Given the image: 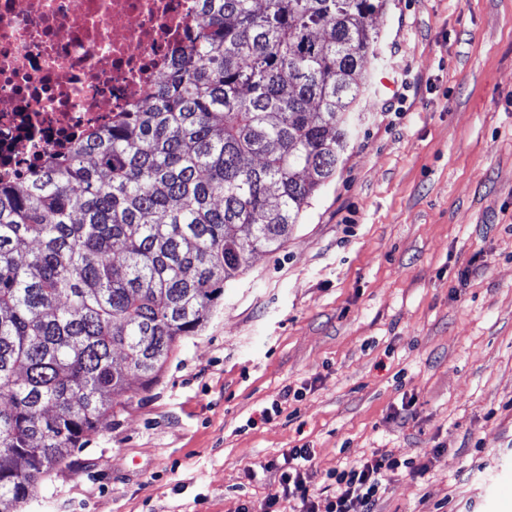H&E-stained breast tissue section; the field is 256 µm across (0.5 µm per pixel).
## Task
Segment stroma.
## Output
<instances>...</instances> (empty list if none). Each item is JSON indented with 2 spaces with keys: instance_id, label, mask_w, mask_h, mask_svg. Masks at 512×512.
<instances>
[{
  "instance_id": "stroma-1",
  "label": "stroma",
  "mask_w": 512,
  "mask_h": 512,
  "mask_svg": "<svg viewBox=\"0 0 512 512\" xmlns=\"http://www.w3.org/2000/svg\"><path fill=\"white\" fill-rule=\"evenodd\" d=\"M375 24L335 178L19 512H270L266 464L301 446L323 504L379 452L414 467L376 512H512V0Z\"/></svg>"
}]
</instances>
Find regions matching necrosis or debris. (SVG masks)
Instances as JSON below:
<instances>
[{
	"label": "necrosis or debris",
	"instance_id": "1",
	"mask_svg": "<svg viewBox=\"0 0 512 512\" xmlns=\"http://www.w3.org/2000/svg\"><path fill=\"white\" fill-rule=\"evenodd\" d=\"M202 24L198 0H0V180L141 101Z\"/></svg>",
	"mask_w": 512,
	"mask_h": 512
}]
</instances>
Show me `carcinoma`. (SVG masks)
Instances as JSON below:
<instances>
[{"label": "carcinoma", "mask_w": 512, "mask_h": 512, "mask_svg": "<svg viewBox=\"0 0 512 512\" xmlns=\"http://www.w3.org/2000/svg\"><path fill=\"white\" fill-rule=\"evenodd\" d=\"M382 2L201 0L203 28L143 101L0 183V512L286 241L370 91Z\"/></svg>", "instance_id": "cac0c4a2"}]
</instances>
